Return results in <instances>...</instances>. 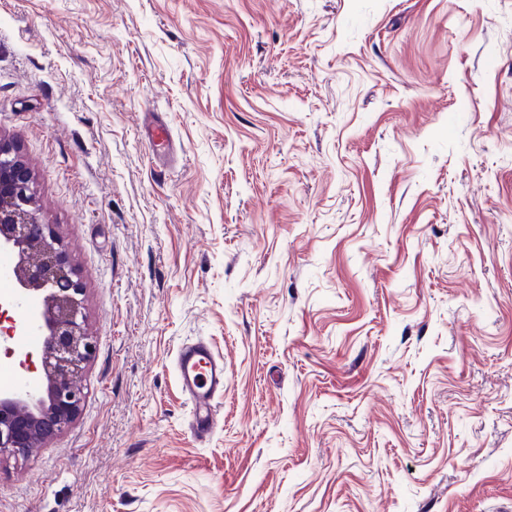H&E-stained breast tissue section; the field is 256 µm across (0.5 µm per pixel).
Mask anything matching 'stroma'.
<instances>
[{"label":"stroma","instance_id":"stroma-1","mask_svg":"<svg viewBox=\"0 0 512 512\" xmlns=\"http://www.w3.org/2000/svg\"><path fill=\"white\" fill-rule=\"evenodd\" d=\"M0 136L96 345L0 512L512 501V0H0ZM175 367L181 391L190 406V430L198 441L219 426L218 401L224 395V359L205 339L185 343Z\"/></svg>","mask_w":512,"mask_h":512}]
</instances>
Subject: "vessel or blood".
<instances>
[{
	"label": "vessel or blood",
	"mask_w": 512,
	"mask_h": 512,
	"mask_svg": "<svg viewBox=\"0 0 512 512\" xmlns=\"http://www.w3.org/2000/svg\"><path fill=\"white\" fill-rule=\"evenodd\" d=\"M175 367L190 406L191 433L196 440H205L219 426L217 404L224 394V359L208 341L198 339L181 346Z\"/></svg>",
	"instance_id": "1"
}]
</instances>
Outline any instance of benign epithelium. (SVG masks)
<instances>
[{
    "label": "benign epithelium",
    "instance_id": "7a95c632",
    "mask_svg": "<svg viewBox=\"0 0 512 512\" xmlns=\"http://www.w3.org/2000/svg\"><path fill=\"white\" fill-rule=\"evenodd\" d=\"M33 184L20 146L0 138V250L16 258L15 297L42 294L21 335L34 328L44 337L37 382L0 390V457H27L72 423L83 401L76 378L94 348L76 269L55 225L44 220Z\"/></svg>",
    "mask_w": 512,
    "mask_h": 512
}]
</instances>
